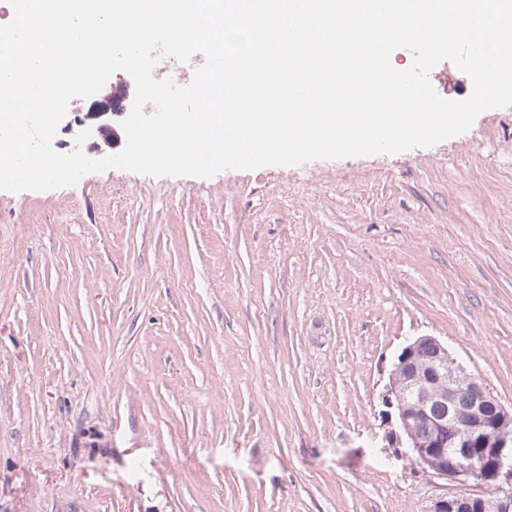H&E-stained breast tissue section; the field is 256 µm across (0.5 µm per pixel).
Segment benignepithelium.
<instances>
[{
	"instance_id": "7a95c632",
	"label": "benign epithelium",
	"mask_w": 512,
	"mask_h": 512,
	"mask_svg": "<svg viewBox=\"0 0 512 512\" xmlns=\"http://www.w3.org/2000/svg\"><path fill=\"white\" fill-rule=\"evenodd\" d=\"M78 126L109 129L112 109L95 103ZM383 413L387 447L422 472L469 489L434 512H512V410L431 336L407 343L389 376ZM428 425L419 434L414 424Z\"/></svg>"
}]
</instances>
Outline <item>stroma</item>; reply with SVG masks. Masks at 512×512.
<instances>
[{"mask_svg": "<svg viewBox=\"0 0 512 512\" xmlns=\"http://www.w3.org/2000/svg\"><path fill=\"white\" fill-rule=\"evenodd\" d=\"M420 336L512 407V106L397 154L0 190V512H433L457 486L382 441Z\"/></svg>", "mask_w": 512, "mask_h": 512, "instance_id": "stroma-1", "label": "stroma"}]
</instances>
